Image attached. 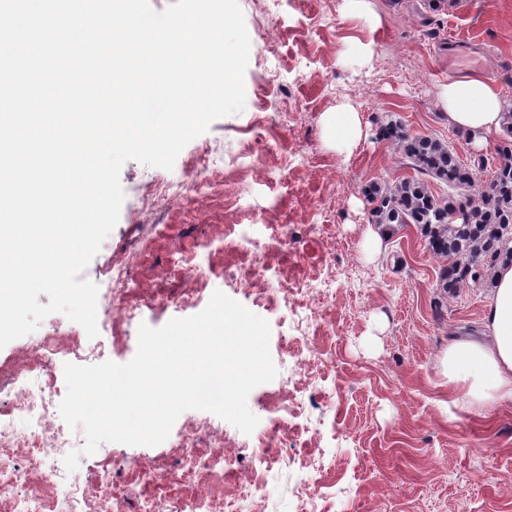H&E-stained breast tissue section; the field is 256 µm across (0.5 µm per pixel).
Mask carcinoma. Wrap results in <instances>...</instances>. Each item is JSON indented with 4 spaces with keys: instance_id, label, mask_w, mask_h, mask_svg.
Instances as JSON below:
<instances>
[{
    "instance_id": "cac0c4a2",
    "label": "carcinoma",
    "mask_w": 512,
    "mask_h": 512,
    "mask_svg": "<svg viewBox=\"0 0 512 512\" xmlns=\"http://www.w3.org/2000/svg\"><path fill=\"white\" fill-rule=\"evenodd\" d=\"M377 135L396 145L416 175L384 177L367 185L368 222L386 238L410 225L420 231L430 251L445 260L437 298L469 284L492 286L498 266L512 264V110L503 116L495 149L498 163L491 178L479 183L473 171L485 166L481 156L466 165L447 143L412 135L397 120L380 124ZM433 181L448 187V198L435 196ZM451 208L460 209L463 218L448 219Z\"/></svg>"
}]
</instances>
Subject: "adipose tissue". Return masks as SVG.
Returning a JSON list of instances; mask_svg holds the SVG:
<instances>
[{"label":"adipose tissue","mask_w":512,"mask_h":512,"mask_svg":"<svg viewBox=\"0 0 512 512\" xmlns=\"http://www.w3.org/2000/svg\"><path fill=\"white\" fill-rule=\"evenodd\" d=\"M448 120L476 141L499 130L504 100L499 87L476 77L449 79L440 93ZM322 128L328 141L350 148L362 136L358 112L344 105L324 113ZM488 334L482 340L449 343L441 357L442 375L451 399L470 407L512 400V266L499 267L485 303Z\"/></svg>","instance_id":"obj_1"}]
</instances>
